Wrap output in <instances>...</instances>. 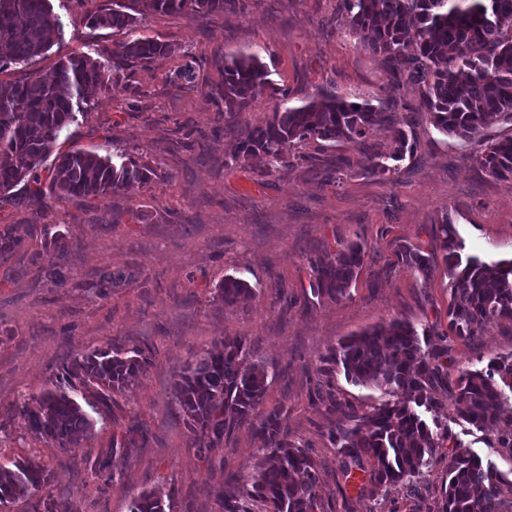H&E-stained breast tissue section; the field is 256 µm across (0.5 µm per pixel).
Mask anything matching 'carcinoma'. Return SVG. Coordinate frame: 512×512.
<instances>
[{"mask_svg":"<svg viewBox=\"0 0 512 512\" xmlns=\"http://www.w3.org/2000/svg\"><path fill=\"white\" fill-rule=\"evenodd\" d=\"M100 9L88 16L94 29L124 31L128 38L112 49V75L118 79L131 67L147 66L170 52L164 43L134 36L140 17L150 13L190 14L244 12L256 0H136ZM336 23L357 44L383 56L396 77L422 88L408 114L391 112L373 97L348 101L318 93L301 105L275 110L264 125L234 127L236 148L230 160L250 164L261 159L270 168L291 163L287 150L310 140L365 144L377 129L390 133V154L367 156L372 173L388 178L397 163L412 152L415 117L420 115L440 133L479 144L476 167L497 180H512V134L485 139L492 121L512 125V0H338ZM61 36L58 18L48 0H0L1 64L27 65ZM269 71L254 54L224 55V123L235 121L268 84ZM107 66L87 56H67L54 79L41 77L0 83V203L22 187L36 198L58 196L95 200L149 181V169L130 157L119 162L93 150L55 154L46 164L65 129L77 121L82 105L107 88ZM437 248L448 272V325L459 338L479 335L491 323L512 322V259L489 265L463 255L454 224L443 219ZM436 252L415 247L401 250L402 263L428 278ZM363 250L350 242L313 265L311 293L337 300L346 295L362 266ZM224 303L242 304L254 296L247 282L224 278L219 287ZM448 348L425 349L416 328L397 319L344 339L323 359L325 369L343 368L356 385L382 394L379 406L361 412L330 402L349 422L333 427L329 436L341 457L342 478L355 483L357 497L375 499L396 485L419 495V483L436 462L435 449L448 450L441 512H512V478L482 461L448 428L431 429L420 410H430L429 393L443 381ZM148 365L139 347L125 351L99 348L74 358L54 388L35 402L23 401L18 414L25 427L61 449L70 448L93 428L77 399L96 393L97 405L109 407L111 394L130 390ZM268 373L244 338H226L220 346L192 355L172 388V397L186 419L196 447L206 452L243 426L261 443L263 456L251 479L237 494L221 496L223 512H318L323 468L312 449L288 438L281 413L263 412ZM455 387L454 418L478 430L500 432L496 442L512 453V353L499 355L485 370H464L448 380ZM450 444H445V441ZM135 443L134 430L112 434L106 457L91 465L96 477L116 478L112 458L125 455ZM50 474L31 460L0 463V506L43 492L31 512H72L64 498L46 491ZM129 512H166L164 499L143 490Z\"/></svg>","mask_w":512,"mask_h":512,"instance_id":"cac0c4a2","label":"carcinoma"}]
</instances>
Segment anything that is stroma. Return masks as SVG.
Wrapping results in <instances>:
<instances>
[{"label": "stroma", "instance_id": "1", "mask_svg": "<svg viewBox=\"0 0 512 512\" xmlns=\"http://www.w3.org/2000/svg\"><path fill=\"white\" fill-rule=\"evenodd\" d=\"M112 0H50L59 17V43L26 67L0 71V80L52 78L61 56L111 58L125 33L91 29L86 17ZM336 0H259L245 13H153L139 36L170 47L149 67L136 66L99 93L59 140L110 157L124 154L151 169L145 186L92 203L34 198L17 192L0 203V229L11 228L19 247L0 253V460L31 459L50 472V490L69 497L77 512H129L140 491L153 489L172 512H220L261 456L248 428L200 457L189 439L172 385L187 360L224 338L253 344L268 378L264 410H278L292 440L312 448L325 468L323 512H413L417 497L436 505L446 482L447 449L426 472L418 493L395 486L381 499L341 490L340 457L328 436L341 425L316 397L367 411L379 390L348 381L342 369L325 373L321 359L345 337L392 319L426 331V344L447 335L450 376L481 370L512 353V322L495 323L461 339L448 327V276L436 265L422 278L404 267L405 246L432 251L442 220L456 228L468 254L487 262L512 258V181L481 173L474 144L443 135L428 121L414 127L415 150L384 180L370 173L358 147L332 141L295 146L304 162L268 169L252 161L228 166L234 147L224 131V56L257 54L269 83L237 120L263 125L281 102L292 105L318 92L353 98L372 95L395 112L417 104L419 87L391 75L381 56L358 47L335 22ZM191 68L190 84L174 74ZM53 225L64 247V283L47 272L56 256L40 229ZM363 246L364 264L348 295L313 297L311 261L326 248ZM112 272L119 287L103 288ZM246 281L256 295L226 305L225 277ZM288 301H279L278 289ZM111 346L145 349L149 366L138 384L115 395L94 415L92 434L62 450L25 428L17 403L39 397L64 367L84 352ZM438 418L482 460L512 472V452L491 434L450 420L454 394L432 387ZM142 423L137 448L113 458L119 480L101 484L85 470L121 428Z\"/></svg>", "mask_w": 512, "mask_h": 512}]
</instances>
